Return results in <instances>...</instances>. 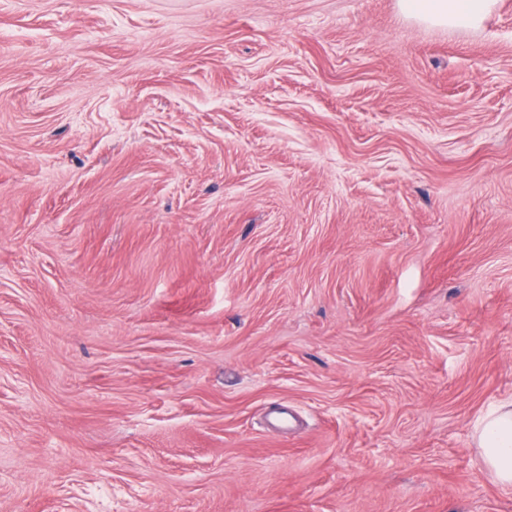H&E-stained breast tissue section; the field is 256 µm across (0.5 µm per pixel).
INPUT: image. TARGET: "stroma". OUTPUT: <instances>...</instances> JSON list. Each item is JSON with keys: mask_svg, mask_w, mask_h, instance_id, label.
<instances>
[{"mask_svg": "<svg viewBox=\"0 0 512 512\" xmlns=\"http://www.w3.org/2000/svg\"><path fill=\"white\" fill-rule=\"evenodd\" d=\"M510 397L512 0H0V512H512ZM497 0H398L400 11L422 24L452 29L479 28ZM483 466L503 488H512V398L489 410L476 424Z\"/></svg>", "mask_w": 512, "mask_h": 512, "instance_id": "1", "label": "stroma"}]
</instances>
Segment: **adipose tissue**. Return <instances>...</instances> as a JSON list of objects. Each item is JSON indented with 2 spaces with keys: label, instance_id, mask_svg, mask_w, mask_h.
Masks as SVG:
<instances>
[{
  "label": "adipose tissue",
  "instance_id": "obj_1",
  "mask_svg": "<svg viewBox=\"0 0 512 512\" xmlns=\"http://www.w3.org/2000/svg\"><path fill=\"white\" fill-rule=\"evenodd\" d=\"M497 0H398L408 18L452 29L480 27ZM475 437L483 466L504 488H512V399L489 410L477 423Z\"/></svg>",
  "mask_w": 512,
  "mask_h": 512
}]
</instances>
